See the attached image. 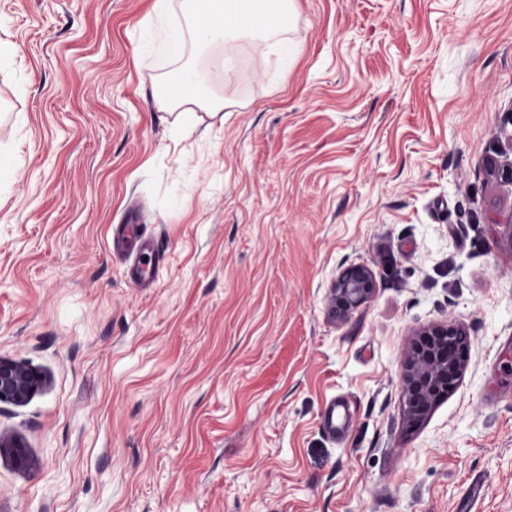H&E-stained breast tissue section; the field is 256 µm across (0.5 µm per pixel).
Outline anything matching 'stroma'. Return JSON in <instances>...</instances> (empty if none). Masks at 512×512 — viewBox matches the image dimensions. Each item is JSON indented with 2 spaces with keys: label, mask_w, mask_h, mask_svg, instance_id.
Segmentation results:
<instances>
[{
  "label": "stroma",
  "mask_w": 512,
  "mask_h": 512,
  "mask_svg": "<svg viewBox=\"0 0 512 512\" xmlns=\"http://www.w3.org/2000/svg\"><path fill=\"white\" fill-rule=\"evenodd\" d=\"M153 3L0 0V357L43 379L0 402V512H512V0H294L290 61L195 54L219 116L155 107ZM449 320L465 371L409 429L401 356ZM125 224H117L116 234L129 242H136L137 253L130 274L141 288H149L157 279L160 262L165 250L161 240L151 235H143L141 228L145 223L144 215L137 208L126 211ZM375 289V277L368 266L359 264L341 271L330 289L332 314L337 320L347 319L373 297Z\"/></svg>",
  "instance_id": "1"
}]
</instances>
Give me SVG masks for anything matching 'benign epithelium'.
<instances>
[{"label": "benign epithelium", "mask_w": 512, "mask_h": 512, "mask_svg": "<svg viewBox=\"0 0 512 512\" xmlns=\"http://www.w3.org/2000/svg\"><path fill=\"white\" fill-rule=\"evenodd\" d=\"M375 289V277L368 266L359 264L341 271L330 289L332 314L338 320L347 319L373 297ZM423 336L426 343L411 345L401 364V391L411 428L427 419L447 396L448 387L459 381L464 361L457 355V349L469 344L466 331L452 323L433 325ZM40 381L35 370L0 357V402L26 401ZM23 448L20 440L0 435V453L9 451L18 466L25 465Z\"/></svg>", "instance_id": "obj_1"}]
</instances>
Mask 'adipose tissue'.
I'll use <instances>...</instances> for the list:
<instances>
[{"label":"adipose tissue","mask_w":512,"mask_h":512,"mask_svg":"<svg viewBox=\"0 0 512 512\" xmlns=\"http://www.w3.org/2000/svg\"><path fill=\"white\" fill-rule=\"evenodd\" d=\"M291 8V0H209L205 5L200 0H154V13L170 22L165 49L175 65L174 81H160L155 89V106L173 109L190 101L220 111L221 103L206 93L195 65L186 60L187 48L203 51L249 37L266 51L284 50L279 34Z\"/></svg>","instance_id":"1"}]
</instances>
